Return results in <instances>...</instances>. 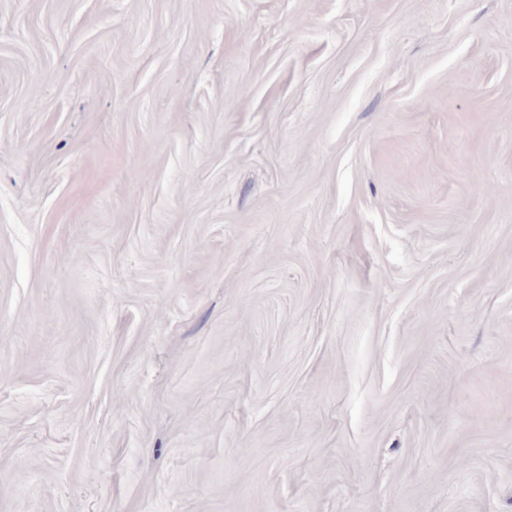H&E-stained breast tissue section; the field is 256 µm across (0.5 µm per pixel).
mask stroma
<instances>
[{"mask_svg": "<svg viewBox=\"0 0 512 512\" xmlns=\"http://www.w3.org/2000/svg\"><path fill=\"white\" fill-rule=\"evenodd\" d=\"M0 512H512V0H0Z\"/></svg>", "mask_w": 512, "mask_h": 512, "instance_id": "stroma-1", "label": "stroma"}]
</instances>
